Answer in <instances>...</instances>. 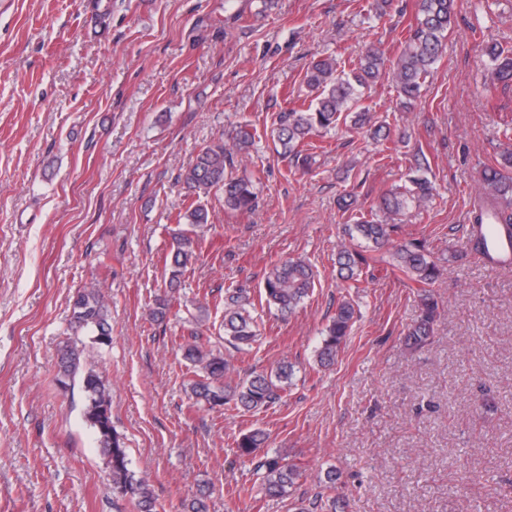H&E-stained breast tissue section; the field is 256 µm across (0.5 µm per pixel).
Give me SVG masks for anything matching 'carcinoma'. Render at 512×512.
<instances>
[{"instance_id":"1","label":"carcinoma","mask_w":512,"mask_h":512,"mask_svg":"<svg viewBox=\"0 0 512 512\" xmlns=\"http://www.w3.org/2000/svg\"><path fill=\"white\" fill-rule=\"evenodd\" d=\"M455 0H421V14L416 23L406 28L402 48L390 68L396 82L402 107L411 109L420 96V89L433 65L442 54L444 40L454 21ZM489 59L490 78L502 85H512V51L497 43L485 46ZM385 60L379 51L368 48L350 72L337 71L333 58L314 61L307 68L305 82L315 92L309 104L289 102L286 111L278 114L272 137L282 155L291 159L298 170L312 165V155L306 152V140L326 134L342 122H351L359 130H367L375 137L398 145L403 138L393 139L390 131L377 124L370 110L361 105L364 90L380 77ZM254 137L246 128L237 130L231 142L218 141L203 147L193 163L181 174L183 184L196 195H207L215 190L224 195V209L245 213L256 204L254 182L245 176L233 174L240 159L249 154ZM512 151L501 154L500 167H487L482 173L483 192L474 200L476 224H498L512 244ZM430 163L425 154L415 157L409 169V186L402 192L382 197L379 213L363 218L348 228V234H357L374 249L389 241L396 225L389 220L411 205L417 207L429 202L434 187L429 178ZM186 223L197 226L210 223L209 210L197 203L189 205L183 215ZM198 242L193 237L175 233L170 244L168 269L169 286H174L188 265L196 258ZM391 265L417 288L420 300L419 315L408 327L405 345L419 349L431 343L436 333L439 304L436 285L443 278L448 259L436 256L425 243L411 240L395 248L390 254ZM338 275L349 288L361 287V268L368 258L357 251L341 246L337 253ZM315 288L312 266L304 259H289L273 264L266 272L260 298L275 307L282 315L293 312L309 297ZM255 308L251 291L243 286L228 288L224 294V343L238 353L248 352L259 336L257 323L251 315ZM358 312L352 304L343 301L336 307L331 322L322 332L318 361L331 364L341 345L349 336ZM70 327L75 339L63 345L58 354V384L81 386L84 394L83 418L94 431L98 447L109 471L112 492L135 503L137 512H157L155 498L146 477L131 468V461L123 438L112 425V389L94 368L82 362L85 342L99 346L112 343L109 303L100 289L84 287L73 296ZM181 348L184 358L192 365L195 378L189 382L191 397L196 406L234 405L247 411H263L281 399L293 375V369L283 364L271 374L251 375L231 385L224 376L231 362L224 354L205 348L200 334L193 330ZM266 444V436L259 430L240 435L235 447L242 456H251ZM261 475L264 490L272 495L287 497L300 476L299 467L284 462L277 456L264 455L255 463ZM324 489L329 495H318L324 500L326 512H336L338 497L333 495L336 472H327Z\"/></svg>"}]
</instances>
